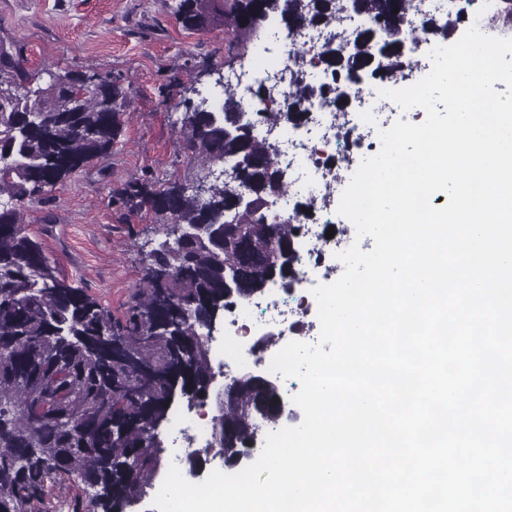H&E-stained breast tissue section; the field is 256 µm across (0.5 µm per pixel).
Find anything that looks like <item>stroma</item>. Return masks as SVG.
<instances>
[{
    "instance_id": "obj_1",
    "label": "stroma",
    "mask_w": 512,
    "mask_h": 512,
    "mask_svg": "<svg viewBox=\"0 0 512 512\" xmlns=\"http://www.w3.org/2000/svg\"><path fill=\"white\" fill-rule=\"evenodd\" d=\"M178 0H0V39L38 69L98 71L126 92L112 152L29 199L24 220L60 274L126 319L143 276L140 246L161 240L165 215L114 204L134 177L192 183L198 169L184 148V101L216 91L219 75L248 65L263 40L221 27L187 31ZM30 512H87L76 478L49 483Z\"/></svg>"
}]
</instances>
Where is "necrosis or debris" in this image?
I'll list each match as a JSON object with an SVG mask.
<instances>
[{
	"instance_id": "1",
	"label": "necrosis or debris",
	"mask_w": 512,
	"mask_h": 512,
	"mask_svg": "<svg viewBox=\"0 0 512 512\" xmlns=\"http://www.w3.org/2000/svg\"><path fill=\"white\" fill-rule=\"evenodd\" d=\"M328 32L323 28L307 27L296 36L281 31L271 35L249 69L232 72L227 80L236 92L241 111H256L259 105L284 112L295 90L294 79L310 80L320 75V68L295 67L291 53L296 49L317 52L326 43ZM264 81L268 96L257 102L252 89L257 81ZM357 110H338L335 105L317 102L310 106L306 122L295 127L279 123L276 127L260 124L258 139L268 140L276 147V160L288 184L286 192L268 200L269 212L281 223L295 221L296 198L305 196L315 203V221L305 224V241L298 251L297 278L288 290L280 294L257 295L237 303L230 311V320L218 342L219 373L234 378L251 371L253 365H269L275 354L269 336L285 333L297 327L305 315L304 306L312 300V289L328 274L324 263L330 254L324 238L323 225L336 221L340 203L335 194L338 180L337 164H344L346 173H354L361 156L354 154L360 144L359 130L375 118V112L365 94H358ZM215 408H192L188 414L177 416L168 428L173 447L168 462L183 465L188 456V444L211 442Z\"/></svg>"
}]
</instances>
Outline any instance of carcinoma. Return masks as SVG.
I'll use <instances>...</instances> for the list:
<instances>
[{"mask_svg":"<svg viewBox=\"0 0 512 512\" xmlns=\"http://www.w3.org/2000/svg\"><path fill=\"white\" fill-rule=\"evenodd\" d=\"M411 0H179L176 19L188 31L219 23L248 39L265 22L288 15L293 34L307 26L334 27L343 13L363 19L351 43L332 38L317 56L330 81L296 87L288 112L256 111L276 125H298L309 103L336 104L369 80L384 81L410 67L401 44L421 42L418 32L447 38L466 13L425 16L419 31L403 29ZM42 86V72L0 43V512H28L48 480L74 476L84 484L91 512H120L154 484L161 472L159 428L169 421L173 394L208 399L218 407L214 431L232 432L239 445L253 435L255 416L272 397L251 379L239 380L233 400L208 395L214 376L209 321L231 304L227 286L265 291L293 283L304 225L279 224L263 210L264 198L287 190L274 149L253 135L254 123L233 111L224 88V113L238 133L205 116L183 119L189 160L204 172L196 186L153 187L135 178L115 191L131 209L168 215L169 223L209 224L211 230L183 244L162 241L148 251L143 284L123 322L94 297L59 274L21 212L25 200L42 194L80 167L110 153L120 133L126 94L107 73L77 74L67 68ZM97 78L95 94L79 102L71 86ZM230 163L234 178L210 179L212 167ZM251 197L240 208L236 198ZM121 343L145 366L143 378L129 362L112 357Z\"/></svg>","mask_w":512,"mask_h":512,"instance_id":"1","label":"carcinoma"}]
</instances>
